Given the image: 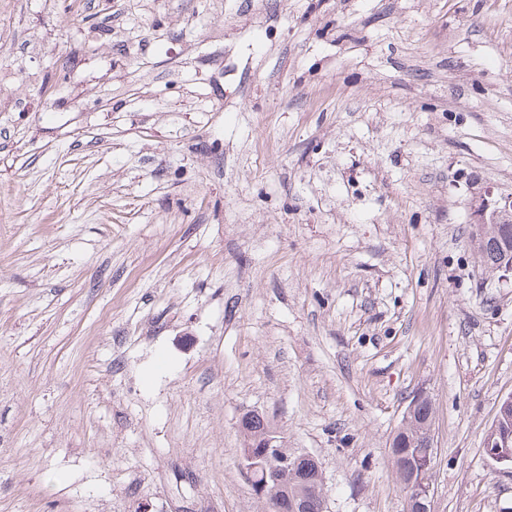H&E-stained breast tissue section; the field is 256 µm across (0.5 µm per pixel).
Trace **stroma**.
<instances>
[{
    "label": "stroma",
    "instance_id": "35a3bbf8",
    "mask_svg": "<svg viewBox=\"0 0 512 512\" xmlns=\"http://www.w3.org/2000/svg\"><path fill=\"white\" fill-rule=\"evenodd\" d=\"M0 512H267L256 414L325 512H512L484 444L512 280V0H0ZM493 192L488 190L484 198L474 208V221L472 222L471 244L476 253L482 251V245L490 234V227H512V194L493 198ZM512 248V232L498 236L493 232L483 247V258L490 262L496 261L502 254L505 246ZM424 396L422 393L414 396L410 408H413L415 403ZM432 421L433 405L427 396L416 403L413 415H410L408 419L405 415L403 416L389 448L392 468L400 484L413 475L415 478L418 477L417 462L428 448L423 441L426 428L432 426ZM270 423L259 415L245 416L241 420V427L243 432V443L241 453L247 446L253 449V452L261 451L264 436ZM265 453L262 457L256 458L251 452L242 457L241 466L246 474L251 486L257 490L260 495L265 492L268 477L277 479L278 481L293 477L299 460L295 459L296 454L289 453L284 449V444L280 432L273 428L269 431L265 438ZM317 466L310 460H302L297 469L293 482L288 484V487L278 488L275 494L285 496V493L293 494L296 491L304 489L307 493L304 497L301 495L291 497L288 499L289 512H323V499L320 495L310 492L305 488L307 485H313L319 477ZM263 474V481L256 482V479ZM256 495L259 494L254 491ZM428 467L430 469L426 472L424 478L421 480L420 477V486H411L407 487L404 490L406 495V508L409 511L414 510V512H431L430 503L432 498V470L433 467L430 465L429 460L427 458Z\"/></svg>",
    "mask_w": 512,
    "mask_h": 512
}]
</instances>
